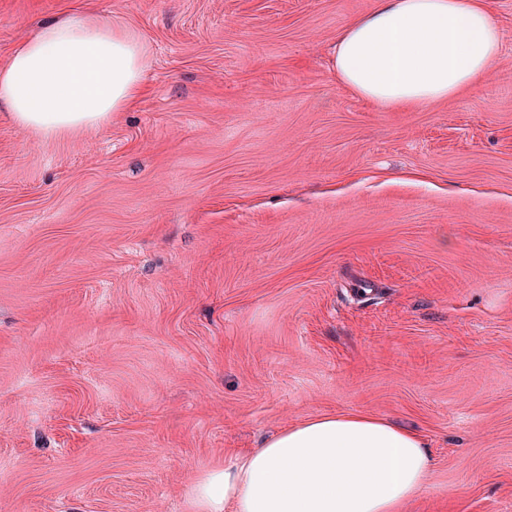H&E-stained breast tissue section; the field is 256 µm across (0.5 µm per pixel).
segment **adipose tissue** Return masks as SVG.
Wrapping results in <instances>:
<instances>
[{
	"label": "adipose tissue",
	"mask_w": 512,
	"mask_h": 512,
	"mask_svg": "<svg viewBox=\"0 0 512 512\" xmlns=\"http://www.w3.org/2000/svg\"><path fill=\"white\" fill-rule=\"evenodd\" d=\"M501 46L486 0H375L332 47L338 79L384 108L470 88ZM149 53L135 30L64 12L0 65V110L22 130L66 138L137 100ZM433 468L416 430L367 412L310 417L201 474L195 512H404Z\"/></svg>",
	"instance_id": "1"
}]
</instances>
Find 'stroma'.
Returning a JSON list of instances; mask_svg holds the SVG:
<instances>
[{"mask_svg":"<svg viewBox=\"0 0 512 512\" xmlns=\"http://www.w3.org/2000/svg\"><path fill=\"white\" fill-rule=\"evenodd\" d=\"M373 0H0V64L90 9L145 92L46 139L0 115V512H192L322 414L419 430L405 512H512V0L490 73L387 109L330 50Z\"/></svg>","mask_w":512,"mask_h":512,"instance_id":"1","label":"stroma"}]
</instances>
